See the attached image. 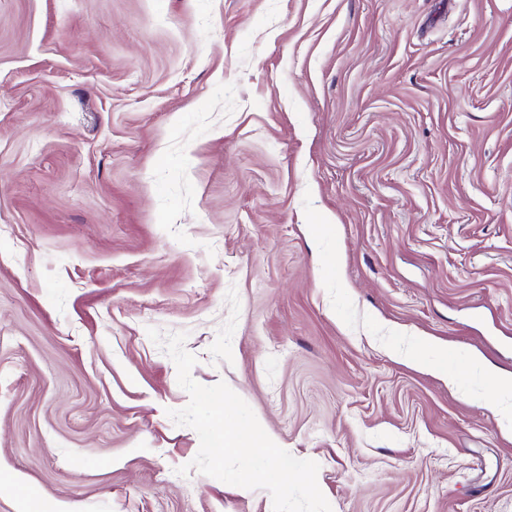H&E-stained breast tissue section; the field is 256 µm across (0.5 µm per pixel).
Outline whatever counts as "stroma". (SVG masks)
<instances>
[{
  "label": "stroma",
  "mask_w": 512,
  "mask_h": 512,
  "mask_svg": "<svg viewBox=\"0 0 512 512\" xmlns=\"http://www.w3.org/2000/svg\"><path fill=\"white\" fill-rule=\"evenodd\" d=\"M152 328L332 512H512L467 397L471 352L512 372V0H0V471L67 512H273L179 474Z\"/></svg>",
  "instance_id": "1"
}]
</instances>
